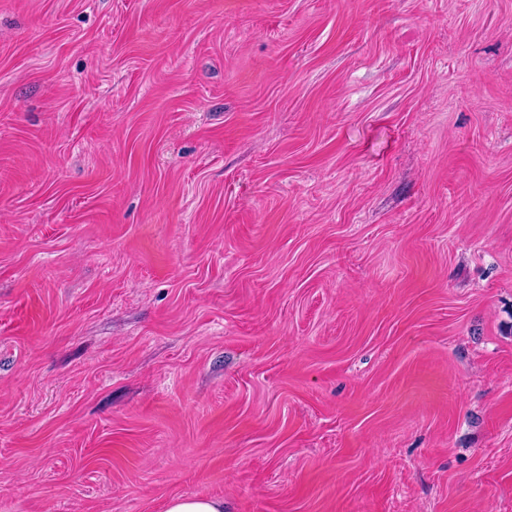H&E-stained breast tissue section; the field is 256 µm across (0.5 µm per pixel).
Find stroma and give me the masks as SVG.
<instances>
[{"label":"stroma","mask_w":512,"mask_h":512,"mask_svg":"<svg viewBox=\"0 0 512 512\" xmlns=\"http://www.w3.org/2000/svg\"><path fill=\"white\" fill-rule=\"evenodd\" d=\"M512 512V0H0V512ZM165 512H224V500L204 496L175 497L169 500Z\"/></svg>","instance_id":"35a3bbf8"}]
</instances>
